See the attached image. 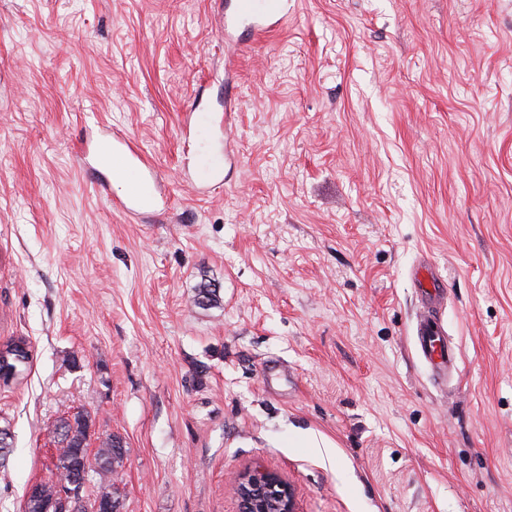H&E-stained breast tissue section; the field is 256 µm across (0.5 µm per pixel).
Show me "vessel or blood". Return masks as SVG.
Segmentation results:
<instances>
[{
    "mask_svg": "<svg viewBox=\"0 0 512 512\" xmlns=\"http://www.w3.org/2000/svg\"><path fill=\"white\" fill-rule=\"evenodd\" d=\"M287 18L288 0H235L232 7L218 9L214 22L219 31L229 35L238 27L240 20H247V33L261 38L280 28ZM94 144L101 162L111 163L113 168L122 171H138V178L125 196L114 199L112 205L131 217L140 214L154 201L158 192L160 179L157 170L145 153L119 130L102 132ZM420 286L428 303L419 321L418 348L432 366L435 376L444 378L455 368L456 356L443 338L444 328L438 317L442 301L441 281L427 276L421 279Z\"/></svg>",
    "mask_w": 512,
    "mask_h": 512,
    "instance_id": "1",
    "label": "vessel or blood"
}]
</instances>
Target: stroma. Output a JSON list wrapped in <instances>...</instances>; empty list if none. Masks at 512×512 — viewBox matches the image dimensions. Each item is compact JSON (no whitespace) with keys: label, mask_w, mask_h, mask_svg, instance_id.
Returning <instances> with one entry per match:
<instances>
[{"label":"stroma","mask_w":512,"mask_h":512,"mask_svg":"<svg viewBox=\"0 0 512 512\" xmlns=\"http://www.w3.org/2000/svg\"><path fill=\"white\" fill-rule=\"evenodd\" d=\"M215 10L0 0V342L32 354L0 386V512L54 480L77 415L123 442L81 492L119 512H238L259 464L296 512H512V0H291L236 47ZM93 125L163 178L139 218L77 154ZM421 263L445 380L416 350Z\"/></svg>","instance_id":"35a3bbf8"}]
</instances>
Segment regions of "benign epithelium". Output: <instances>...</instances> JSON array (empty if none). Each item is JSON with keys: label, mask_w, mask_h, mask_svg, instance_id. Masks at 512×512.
<instances>
[{"label": "benign epithelium", "mask_w": 512, "mask_h": 512, "mask_svg": "<svg viewBox=\"0 0 512 512\" xmlns=\"http://www.w3.org/2000/svg\"><path fill=\"white\" fill-rule=\"evenodd\" d=\"M21 358L0 345V384H12L22 375ZM88 439H82L85 449V466L70 484L61 483L57 490L60 496L74 495L88 481L91 470L96 468L92 453L87 448ZM239 498V512H295L294 495L288 482L274 468L257 466L238 476L235 481Z\"/></svg>", "instance_id": "1"}]
</instances>
